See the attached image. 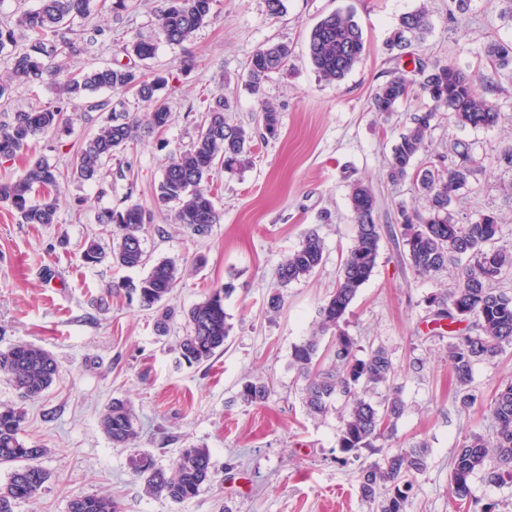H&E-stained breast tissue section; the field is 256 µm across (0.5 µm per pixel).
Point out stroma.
I'll use <instances>...</instances> for the list:
<instances>
[{
  "label": "stroma",
  "mask_w": 512,
  "mask_h": 512,
  "mask_svg": "<svg viewBox=\"0 0 512 512\" xmlns=\"http://www.w3.org/2000/svg\"><path fill=\"white\" fill-rule=\"evenodd\" d=\"M285 5V12L272 18L263 0H214L211 21L189 43H159L148 61L120 47L137 35L155 36L157 0H125L124 8L107 15V34L94 45L85 42L91 21L78 19L65 29V38L75 44L66 60L70 68L119 62L166 76L173 88L172 118L164 132L143 136L106 165L111 191L62 179L57 223H21L0 203V350L32 343L49 351L60 367L50 389L26 401L0 373V404L22 405L26 439L48 450L40 460L49 474L44 490L17 512H68L74 496L96 493L112 496L121 512H375V505L361 499L358 479L361 467L380 460L383 448H363L355 460L343 461L339 410L309 414L302 400L305 384L290 366L292 349L313 333L351 244L348 194L356 179L368 183L377 198L381 241L373 274L353 301L345 330L363 347L389 350L397 375L371 398L377 402L398 393L406 408L395 426L396 440L422 441L430 450L408 512H454L451 458L468 432L493 435L486 404L499 384L512 379V346L475 365L470 388L478 401L458 408L448 328L434 322L428 305L432 295L454 287L455 272L447 268L424 276L403 263L399 210L417 207L419 198L410 182L394 184L386 176L411 113L429 100L417 93L395 112L380 115L372 111L371 98L396 65L386 42L399 17L426 9L432 29L424 56L480 73L478 89L499 111L497 123L487 128L438 120L429 151L445 152L454 141L472 147L483 169L460 190L453 214L462 224L494 214L499 244L512 246L507 191L512 166L502 160L512 149V76L493 74L483 57L489 40H512V18L502 16L500 0H470L455 21L448 16V0H285ZM348 7L363 29L366 53L342 82L328 83L310 63L307 37L321 17ZM272 40L288 42L291 64L252 93L247 59ZM219 90L232 101L234 122L256 128L267 102L278 110L281 128L278 138L255 141L241 170L215 176L212 191L224 221L200 240L156 211L154 187L169 152L188 148L205 100ZM67 111L72 132L47 135L30 150L65 174L86 136L106 118L84 104ZM131 204L154 212L144 234L151 260L170 259L187 269L167 300L177 317L164 336L155 330L153 311L122 292L103 296L105 284L139 280L147 267L81 262L89 240L106 248L112 244L97 222L99 212ZM312 230L324 241L322 266L284 288L282 309L268 312L277 264ZM224 284L233 291L224 301L230 329L223 352L199 365L179 363L184 312ZM253 377L271 389L257 406L238 397L242 383ZM115 399L130 403L137 446L159 465L169 466L183 448L208 449L213 477L195 498L175 503L145 492L129 467V449L113 446L100 425L105 406Z\"/></svg>",
  "instance_id": "1"
}]
</instances>
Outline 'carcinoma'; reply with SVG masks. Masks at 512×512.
Returning a JSON list of instances; mask_svg holds the SVG:
<instances>
[{
	"mask_svg": "<svg viewBox=\"0 0 512 512\" xmlns=\"http://www.w3.org/2000/svg\"><path fill=\"white\" fill-rule=\"evenodd\" d=\"M212 4L213 0H160L157 38L138 36L125 45V51L146 61L156 57L160 39L170 45L189 41L211 20ZM103 8L105 5L98 6L95 0H39L37 8L18 15L15 27H0V53L8 51L11 60L8 79L0 78V110L11 113L8 121L0 123L1 160L16 159L36 140L72 124V118L59 104L13 108L15 83H54L59 98L67 103L87 100L101 90H131L137 101L147 106L142 119L124 108L110 106L108 101L98 104L103 110L110 109V116L84 142L71 170V178L80 183L100 184L101 171L112 157L141 139L142 133L160 132L169 125L168 98L160 94L167 85L164 77L125 65L67 73L58 62L73 49L70 41L59 38V30L77 17L87 18ZM430 31V17L422 9L399 17L388 38V50L396 59L403 54L412 56L415 65L411 70L394 67L376 89L372 105L381 114L393 112L410 98L415 85L433 103L413 113L407 132L392 150L387 175L393 183L411 180L424 200L423 206L411 212L400 210L403 254L410 267L419 275H432L450 263L457 265L455 288L430 299L429 306L438 322H470L465 331L448 330V364L456 380L459 407L465 410L476 402L470 389L474 366L512 344V294L494 287L512 272V251L496 245V216L485 214L470 224H459L451 213L458 191L477 167L470 146L453 142L448 145V153L429 156V139L439 111L447 112L448 124L458 127H490L498 120L495 106L475 90V72L450 63L440 65L418 55V45ZM307 44L315 71L327 82L344 80L366 52L362 28L351 10L323 16L311 28ZM291 55L290 46L284 42H269L253 52L247 62L253 90H260L272 75L287 69ZM484 55L492 70L512 71V41L492 40L484 47ZM230 108L223 93L212 95L198 122L196 138L188 148L169 153L155 188L156 205L168 208L173 223L198 238L209 236L224 219L206 183L220 170L241 168L252 150V133L230 122L226 116ZM259 125L268 137L278 134L280 116L274 106L262 105ZM59 176L56 166L46 159H31L21 175L0 182V202L8 204L24 224H55ZM348 202L354 236L342 260L336 288L319 309L315 332L294 346L291 353L292 366L306 382L309 412L324 414L336 402H342L337 445L346 455L371 448L377 441H389L405 411L403 400L396 394L378 404L369 395L394 380L395 366L388 350L372 347L360 357L358 340L342 328L352 302L373 273L381 240L371 187L353 182ZM152 222L153 212L138 204L120 211H101L98 223L110 227L112 248L107 253L92 239L82 251V262L96 265L109 257L121 268L146 265L142 236ZM323 254L324 242L319 234H307L300 246L277 264V285L285 288L311 276L321 266ZM182 276L183 269L174 261L162 260L139 281L109 283L104 293L110 296L125 289L136 295L141 307L156 310L155 327L162 335L175 315L174 310L162 306V301ZM230 291L228 286L213 288L204 301L186 313L187 330L179 341L178 353L187 363L202 364L224 351L229 334L224 299ZM327 334L331 345L322 351L320 341ZM0 373L9 376L20 397L29 399L42 396L58 378L59 368L45 349L20 344L0 351ZM269 394V385L260 379L243 382L239 391L248 405L265 403ZM488 411L496 427L494 437L468 433L452 457L449 492L461 512H492L473 494L476 476H482L488 484L512 481V382L497 388ZM24 422L22 408L0 405V466L11 467L8 481L0 485V512H16L21 502L39 496L49 479L38 463L48 449L23 438ZM100 425L117 447H130L139 438L132 409L124 400H112ZM429 455L422 441L388 448L382 462L361 469L362 499L377 504V512H407L414 496L413 478L426 470ZM129 467L149 494L179 503L196 497L212 478L209 451L200 447L182 449L168 468L158 466L151 454L136 451L130 455ZM69 512H120V507L109 496L80 494L70 501Z\"/></svg>",
	"mask_w": 512,
	"mask_h": 512,
	"instance_id": "cac0c4a2",
	"label": "carcinoma"
}]
</instances>
